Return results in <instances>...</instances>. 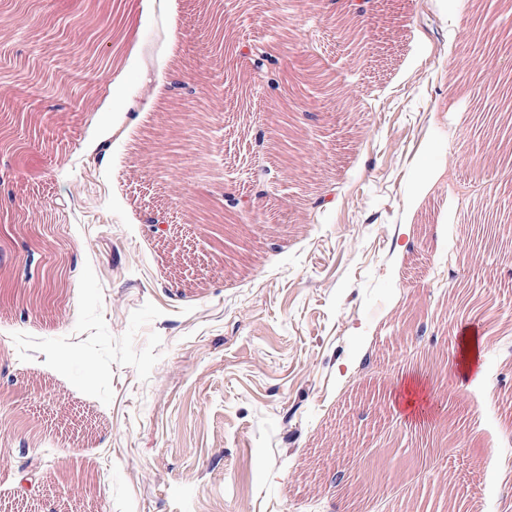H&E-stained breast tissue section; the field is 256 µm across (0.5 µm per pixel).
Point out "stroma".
<instances>
[{
    "label": "stroma",
    "mask_w": 512,
    "mask_h": 512,
    "mask_svg": "<svg viewBox=\"0 0 512 512\" xmlns=\"http://www.w3.org/2000/svg\"><path fill=\"white\" fill-rule=\"evenodd\" d=\"M223 2L219 52L214 0H0V105L31 131L0 151V216L53 227L0 223V512H345L336 465L431 444L360 512L446 492L512 512V248L474 235L512 211V161L480 132L512 82L493 49L512 0H371L359 55L331 0ZM246 45L277 59L278 91ZM260 180L270 198L225 210ZM468 291L490 344L460 386ZM403 373L428 381L424 419L390 404Z\"/></svg>",
    "instance_id": "35a3bbf8"
}]
</instances>
